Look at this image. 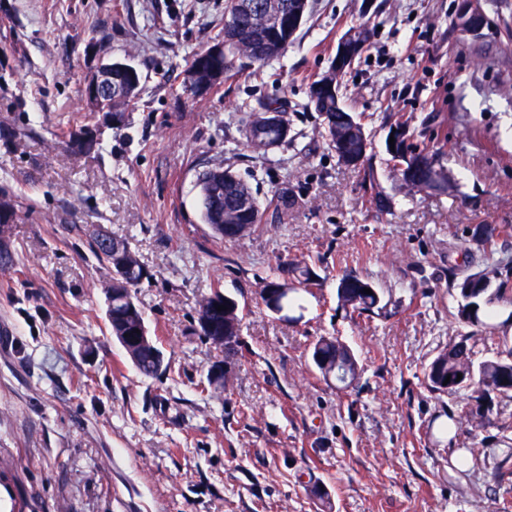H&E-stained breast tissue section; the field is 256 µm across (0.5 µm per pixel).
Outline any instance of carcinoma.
<instances>
[{
  "mask_svg": "<svg viewBox=\"0 0 512 512\" xmlns=\"http://www.w3.org/2000/svg\"><path fill=\"white\" fill-rule=\"evenodd\" d=\"M261 23L259 11L249 18L242 19L243 29L238 32L233 27L224 28V42L226 45L227 59L224 60V70L228 71L233 66L235 58H245L253 63L264 64L266 60L279 57L284 48L275 46L260 55L254 53L250 32ZM127 80L125 76L116 74L112 78V90L103 96L104 106L112 108L116 112H125L130 107L133 98L124 94ZM307 106L319 112L322 118V138L327 141L330 149H336V142L345 140V150L355 152L362 145L363 127L354 113L350 112L343 104L342 98H314L309 97ZM257 113L248 115L245 125V140L247 147L252 152H261L263 148L255 141L259 137L276 139L279 133L275 129L259 128V134H254V125L257 123ZM404 150L415 158L421 159L426 165L434 169L435 175L443 184H448V171L437 163L433 155L421 149L411 137L404 138ZM402 160L396 159L393 171L397 182V189L406 196H411L421 191L429 190V187L420 181H408L405 172L400 168ZM202 176L212 183V193L205 196L200 202L201 217L205 224H220L236 226V231L228 233L221 231L217 236L225 241H237L250 235L251 232L262 223L263 211L252 187L232 170L226 168L209 169ZM114 242L125 250V257L130 262L137 275L133 277L131 287L140 285V273L147 270L146 265L139 256L131 250L128 244L114 238ZM288 274L298 283L309 286L315 284L317 274L307 265H295L288 269ZM453 285L459 289L460 302L458 304L457 319L459 322L473 327L476 331L485 334V339L501 346L507 345V337L498 335V331L512 323V312L506 319H501L502 310L496 307V302L502 300L501 290L489 292L487 288H471L469 281L475 277H486L490 281H498L505 284L512 276V259H498L484 265L475 273L460 275L456 269L450 270ZM127 286L112 284V320L109 321L112 335L120 338L130 332L134 327V320L127 316V302L125 301ZM338 304L350 308L360 314L371 312L379 307L381 298L377 289H372V294L363 292V288H349L344 285V280H339L336 289ZM224 297V293L215 289L201 301L198 309V318H203L210 312L216 319L224 322V326L233 328L240 324L239 306L224 312L212 310L211 304ZM469 337L465 336L460 341L448 346V349L440 352L427 366L425 378L429 388L439 394L453 395L457 391L466 388L471 391V405L467 412L468 420L481 423L486 419L489 411L487 402L491 396L512 398V347L506 352L498 351L496 355L482 361L473 359V352L468 345ZM312 352L324 357L351 363V372L358 369L357 360L351 349L333 337H323L313 346ZM127 357L133 366L145 377L158 375V367L163 357L153 338H148L144 343L132 342L129 349L125 350ZM462 379H457V375ZM450 382H445V379Z\"/></svg>",
  "mask_w": 512,
  "mask_h": 512,
  "instance_id": "cac0c4a2",
  "label": "carcinoma"
}]
</instances>
